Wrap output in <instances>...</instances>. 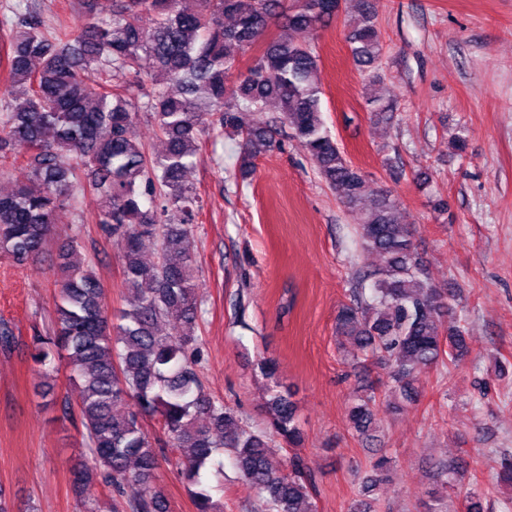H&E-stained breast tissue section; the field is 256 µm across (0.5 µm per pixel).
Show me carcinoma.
I'll return each mask as SVG.
<instances>
[{
	"label": "carcinoma",
	"mask_w": 512,
	"mask_h": 512,
	"mask_svg": "<svg viewBox=\"0 0 512 512\" xmlns=\"http://www.w3.org/2000/svg\"><path fill=\"white\" fill-rule=\"evenodd\" d=\"M200 2L187 11L179 0H112V16L103 19L96 0H82L80 23L52 35L29 0H17L13 17H0V165L10 158L30 173L0 194V254L17 264L42 259L56 237L57 212L78 190L77 172L91 173L89 187L103 200L100 230L124 242L123 283L132 299L109 315L82 237H67L55 254L53 324L49 335L33 336L31 353L46 368L66 360L79 385L77 414L91 463L73 471L77 487L111 488L112 512H168L154 486L168 446L194 487L197 512H223L199 483L201 469L222 449L257 490L261 512H318L315 480L295 452L304 440L297 408L277 380L276 363L261 362L273 381L265 430L202 386L192 249L200 204L185 174L206 138H240L234 178L243 184L257 160L287 138L336 191L355 220L360 249L381 260L358 270L336 334L350 343L353 360L390 367V396L408 400L423 370L458 366L469 354L466 328L459 321L443 327L448 289L436 286L418 260L415 229L400 222L398 198L382 189L363 203L365 175L324 126L312 40L336 17L338 0ZM353 3L350 51L374 83L383 50L375 15L370 0ZM282 14L279 32L265 38ZM261 40L259 55L240 71ZM271 102L278 113L268 116ZM141 112L163 139L160 153L133 132ZM242 112L253 113L254 123L242 125ZM148 243L156 247L151 265L142 260ZM379 406L375 392L359 396L349 410L356 434L372 429ZM148 417L164 438L145 430ZM275 439L294 450L279 467L268 456ZM438 470L448 494L432 493L430 512H484L482 489L456 478L462 464ZM130 483L140 491L127 498Z\"/></svg>",
	"instance_id": "cac0c4a2"
}]
</instances>
